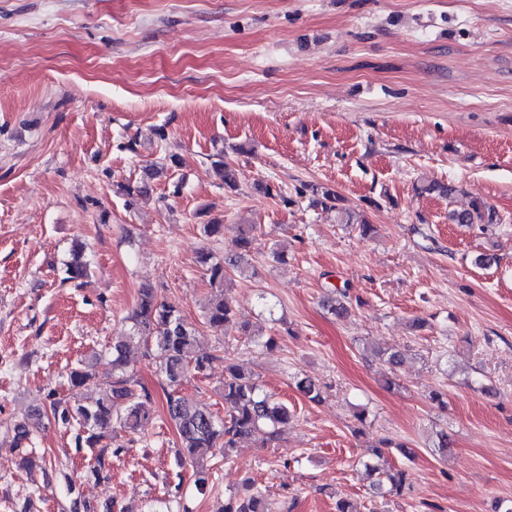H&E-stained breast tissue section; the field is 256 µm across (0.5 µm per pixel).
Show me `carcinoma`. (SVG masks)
<instances>
[{"mask_svg": "<svg viewBox=\"0 0 512 512\" xmlns=\"http://www.w3.org/2000/svg\"><path fill=\"white\" fill-rule=\"evenodd\" d=\"M216 174L224 182V188L235 190L239 186L238 172L224 161V153L217 154L213 161ZM314 202L331 209L337 201L335 192L326 186H309ZM457 224H494V212L483 201H474L463 211L453 214ZM256 225L246 224L240 228L234 242V250L224 259H218L210 251L198 253L196 262L205 271L213 289L203 310L205 324L218 328L229 322L235 314L232 301L224 293L228 270L241 271L248 263L250 248ZM90 263L85 260L81 247L72 249L65 263L64 281L76 282L88 275ZM325 306L330 314L343 318L350 312L346 293L338 291L326 298ZM131 331L116 338L112 345L109 363L112 365V381L109 395L89 404L81 403L79 391L95 378L92 365L81 362L68 373L71 395L65 399L50 391L46 395L48 404L45 414L74 433V448L80 452L86 448H97L95 465L91 473L98 475L106 468V452L117 457L125 452L123 444L108 445L103 440H114L118 433L137 434L150 423L145 403L151 399L148 388L138 386L133 371L129 369V354L142 351L145 358L155 364L158 374L170 391L166 393V417L173 423L178 434L174 451L176 464L181 469L191 470V477L198 490L207 489L212 473L205 461L220 452L229 458L239 439L261 432L269 444L280 440L283 431L294 419V412L287 404L264 391L254 376L239 365L224 361V416L198 406L180 395L177 387L191 372L205 373L219 356L202 348L196 329L189 324L181 312L158 300L155 290L142 288L136 307L128 316ZM296 389L312 402H320L322 388L309 377L295 380ZM12 444L21 450L24 461L33 464L31 430L27 419L10 426ZM389 441L379 442L373 451V459L364 464L366 471L376 476L372 484L373 493L391 494L401 491L405 472L390 466L383 449ZM248 493L228 500L217 512H272L261 495L253 491L251 479L245 480Z\"/></svg>", "mask_w": 512, "mask_h": 512, "instance_id": "cac0c4a2", "label": "carcinoma"}]
</instances>
